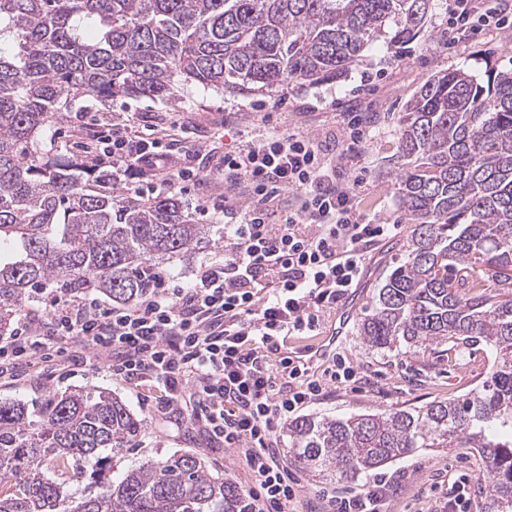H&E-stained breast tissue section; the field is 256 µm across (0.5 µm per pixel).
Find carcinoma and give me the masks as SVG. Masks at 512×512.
Instances as JSON below:
<instances>
[{
  "instance_id": "carcinoma-1",
  "label": "carcinoma",
  "mask_w": 512,
  "mask_h": 512,
  "mask_svg": "<svg viewBox=\"0 0 512 512\" xmlns=\"http://www.w3.org/2000/svg\"><path fill=\"white\" fill-rule=\"evenodd\" d=\"M434 0H0V336L36 291L97 288L130 303L155 261L206 234L174 195L117 192L84 152L42 148L63 105L160 99L177 85L271 92L344 77L385 28L423 36ZM397 195L412 230L357 323L373 351L484 343L489 375L422 406L288 423V456L355 482L426 448L479 457L488 512H512V71L452 70L406 103ZM143 427L119 397L0 402V512H240L244 494L190 451L112 479ZM96 492L72 504V475Z\"/></svg>"
}]
</instances>
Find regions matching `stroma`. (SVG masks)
<instances>
[{"label":"stroma","mask_w":512,"mask_h":512,"mask_svg":"<svg viewBox=\"0 0 512 512\" xmlns=\"http://www.w3.org/2000/svg\"><path fill=\"white\" fill-rule=\"evenodd\" d=\"M448 16L449 0H436L428 15L424 40L399 50L391 47L388 37L378 38L367 46L362 60L347 76L336 82L303 85L291 81L271 93L245 95L184 86L170 101L116 98L103 104L96 97L84 96L72 101L70 112L57 113L46 127L42 142L49 148L68 150L76 113L89 110L135 127L149 122L168 128L174 148L195 150L200 167L206 170L224 152L237 150L243 142L257 140L273 130L298 133L328 146L333 162L358 181L356 200L364 220L398 224L402 231L380 240L369 253L364 276L354 290L356 299L347 312L332 310L321 322L324 334L342 326L335 349L360 372L363 383L327 389L305 412L317 417H347L452 398L476 388L486 378L489 352L485 346L462 347L455 357L440 345L415 352L381 353L366 349L357 334V322L376 285L411 233L397 196L400 171L393 162L405 102L420 84L440 72L460 69L477 74L490 63L503 71L512 69L511 28H480L449 40L445 37ZM349 112L364 113L372 121L368 134L355 146L350 143L345 120ZM223 191L220 176L212 175L211 208L205 214L200 213V200L195 194L180 196L192 222L209 226L208 234L193 250L160 263L163 273L175 275L180 285L191 283L200 265L223 244L226 217L216 206ZM78 387L111 391L144 421L140 435L115 464V475H122L145 459L188 450L203 458L210 473L224 475L239 488L247 487L248 472L235 449L215 447L199 424L172 422L157 410L154 400L144 398L135 386L111 375L106 365L69 378L51 376L40 368L17 381L0 378V401L21 400L32 405L49 394ZM278 448L281 463L300 480L303 501L314 504L322 493L348 495L362 488L358 482L313 477L303 465L289 460L286 436H279ZM463 471L474 474L478 468L474 457L458 448L423 450L383 467V474L400 479L389 512H420L425 506L421 499L424 490L435 484L440 492H448Z\"/></svg>","instance_id":"obj_1"}]
</instances>
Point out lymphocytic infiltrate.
Returning a JSON list of instances; mask_svg holds the SVG:
<instances>
[{"label":"lymphocytic infiltrate","mask_w":512,"mask_h":512,"mask_svg":"<svg viewBox=\"0 0 512 512\" xmlns=\"http://www.w3.org/2000/svg\"><path fill=\"white\" fill-rule=\"evenodd\" d=\"M503 29L512 17L498 0H454L450 32L472 22ZM82 145L116 182L145 177L135 192L180 185L205 194L208 178L191 150L174 156L157 126L138 131L96 119ZM224 211L251 199L224 227V252L201 264L190 287L153 279L130 307L88 295H53L52 314L33 319L0 343V376L26 375L35 362L73 374L105 356L108 369L134 386L158 390L166 413L200 423L211 443L236 449L249 476L248 512H294L302 486L279 460L277 434L290 415L323 396L328 383L360 382L344 358L326 380L281 350L288 338L315 336L324 314L358 285L369 247L398 235L397 224H367L355 184L336 173L323 149L299 134H272L225 153ZM291 191L293 206L281 203ZM393 495L380 478L354 495L329 497V512H385Z\"/></svg>","instance_id":"f902f5d3"}]
</instances>
